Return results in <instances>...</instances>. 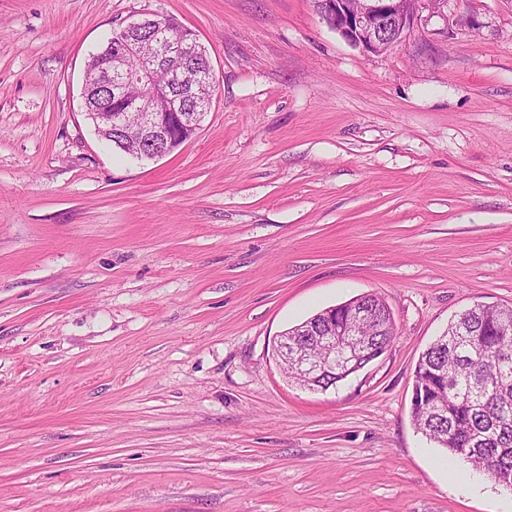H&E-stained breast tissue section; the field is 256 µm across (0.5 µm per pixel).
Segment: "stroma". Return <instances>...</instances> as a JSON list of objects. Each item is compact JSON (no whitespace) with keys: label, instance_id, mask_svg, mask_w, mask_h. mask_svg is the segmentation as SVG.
Masks as SVG:
<instances>
[{"label":"stroma","instance_id":"obj_1","mask_svg":"<svg viewBox=\"0 0 512 512\" xmlns=\"http://www.w3.org/2000/svg\"><path fill=\"white\" fill-rule=\"evenodd\" d=\"M146 11L216 90L139 162L82 85ZM366 294L388 350L293 383L280 335ZM476 304L512 306V0H448L382 54L314 0H0V512H493L410 414Z\"/></svg>","mask_w":512,"mask_h":512}]
</instances>
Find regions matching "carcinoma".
<instances>
[{
    "mask_svg": "<svg viewBox=\"0 0 512 512\" xmlns=\"http://www.w3.org/2000/svg\"><path fill=\"white\" fill-rule=\"evenodd\" d=\"M415 428L512 490V307L451 321L414 370Z\"/></svg>",
    "mask_w": 512,
    "mask_h": 512,
    "instance_id": "obj_1",
    "label": "carcinoma"
}]
</instances>
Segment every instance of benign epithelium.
Listing matches in <instances>:
<instances>
[{
	"instance_id": "obj_1",
	"label": "benign epithelium",
	"mask_w": 512,
	"mask_h": 512,
	"mask_svg": "<svg viewBox=\"0 0 512 512\" xmlns=\"http://www.w3.org/2000/svg\"><path fill=\"white\" fill-rule=\"evenodd\" d=\"M320 3L323 19L349 44L365 52L381 54L400 41L418 19L419 11L441 15L448 0H320ZM144 26L151 27L157 38L155 55L142 59L137 56L133 35ZM191 36L193 33L188 29L178 32L168 29L163 16L144 12L113 29L103 48L91 56L86 69L96 71L100 87L119 103L126 83L146 80L150 71L160 64L170 69L172 80H177L181 65L193 53H203V46L191 41ZM158 95L168 98V111L152 112L144 101L129 103L130 108L140 110L142 133L152 143L141 156L151 160L171 154L182 142L192 138L204 118L202 112L184 111L183 102L169 97L167 90L147 88V97ZM86 117L106 141L124 126V113L114 112L108 106L88 112ZM300 335L312 337L326 350L321 363H309L297 338L290 339L286 333L280 336L276 352L284 363L293 360L297 370L307 374L309 384L319 373H328L334 378L347 375L357 366L361 353L367 350L372 360L384 354L381 349L370 350L368 343L360 338L353 320L339 327L328 318L311 321Z\"/></svg>"
}]
</instances>
